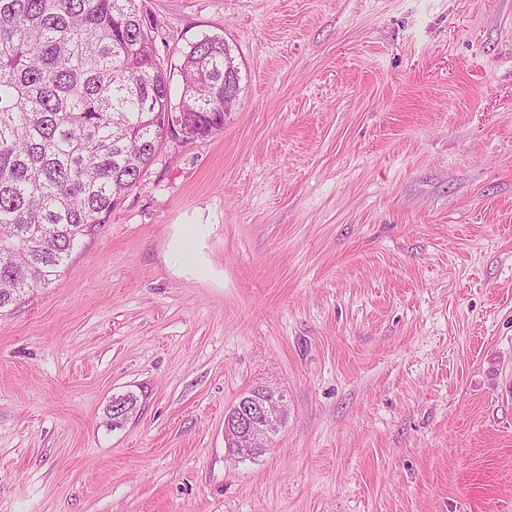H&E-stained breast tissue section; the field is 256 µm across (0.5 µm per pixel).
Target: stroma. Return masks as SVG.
Wrapping results in <instances>:
<instances>
[{
  "label": "stroma",
  "instance_id": "35a3bbf8",
  "mask_svg": "<svg viewBox=\"0 0 512 512\" xmlns=\"http://www.w3.org/2000/svg\"><path fill=\"white\" fill-rule=\"evenodd\" d=\"M138 4L239 99L0 310V512H512V0ZM286 410L284 396L277 391L244 394L224 417L227 450L241 460L254 459L267 449L260 445L279 433Z\"/></svg>",
  "mask_w": 512,
  "mask_h": 512
}]
</instances>
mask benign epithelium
<instances>
[{
  "label": "benign epithelium",
  "mask_w": 512,
  "mask_h": 512,
  "mask_svg": "<svg viewBox=\"0 0 512 512\" xmlns=\"http://www.w3.org/2000/svg\"><path fill=\"white\" fill-rule=\"evenodd\" d=\"M286 410L284 396L277 391L243 395L224 417L227 449L241 460L255 458L260 445L279 433Z\"/></svg>",
  "instance_id": "benign-epithelium-1"
}]
</instances>
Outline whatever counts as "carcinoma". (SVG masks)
<instances>
[{
  "mask_svg": "<svg viewBox=\"0 0 512 512\" xmlns=\"http://www.w3.org/2000/svg\"><path fill=\"white\" fill-rule=\"evenodd\" d=\"M173 104L137 0H0V310L54 283L109 223L181 114L184 138L224 128L240 71L219 36L184 53Z\"/></svg>",
  "mask_w": 512,
  "mask_h": 512,
  "instance_id": "cac0c4a2",
  "label": "carcinoma"
}]
</instances>
